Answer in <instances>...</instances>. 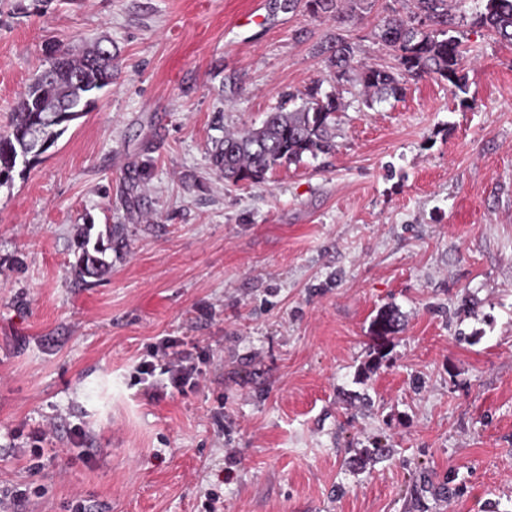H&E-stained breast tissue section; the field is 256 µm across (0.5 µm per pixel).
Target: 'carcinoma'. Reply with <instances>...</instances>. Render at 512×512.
<instances>
[{
    "label": "carcinoma",
    "instance_id": "1",
    "mask_svg": "<svg viewBox=\"0 0 512 512\" xmlns=\"http://www.w3.org/2000/svg\"><path fill=\"white\" fill-rule=\"evenodd\" d=\"M347 1L354 3L352 12L365 2L307 0L306 6L313 15L334 12L340 23L348 17L344 9ZM415 2L417 12L412 16L389 15L379 25L378 38L394 52L393 67L357 60L353 47L341 35L329 38L326 65L336 83L354 80L369 93L398 98L407 79L433 75L452 82L462 93L467 91L462 42L455 35L460 22L449 13L448 0ZM421 18L427 24L418 28ZM473 21L512 41V0H482ZM113 60L112 50L100 42L80 51L64 47L53 50L48 66L35 74L19 97L7 130L0 133V188L11 185L13 172L23 158L40 155L36 139L53 146L69 126L68 112L87 109L96 95L112 84ZM321 87L320 82L313 83L300 105L291 110L283 104L278 106L259 126L215 138L209 154L211 169L229 182L260 185L267 174L282 166L299 163L307 155L332 153L336 144L331 127L344 105ZM105 238L112 239V229L94 241L88 231L81 236L72 264L78 278L100 277L108 271ZM397 327L392 311L377 314L372 322L374 347L381 348Z\"/></svg>",
    "mask_w": 512,
    "mask_h": 512
}]
</instances>
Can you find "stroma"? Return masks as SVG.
I'll use <instances>...</instances> for the list:
<instances>
[{
    "mask_svg": "<svg viewBox=\"0 0 512 512\" xmlns=\"http://www.w3.org/2000/svg\"><path fill=\"white\" fill-rule=\"evenodd\" d=\"M22 4L0 6V132L48 43L105 37L118 58L0 188V488L26 489L19 512H512V42L465 26L467 94L426 76L369 107L321 46L338 32L394 66L375 32L414 0L341 24L306 0ZM317 80L346 104L335 152L260 186L214 174L219 129ZM88 215L123 234L81 281ZM172 353L198 388L169 387ZM398 327L397 316L392 311H381L372 322V338L374 340V349L383 346L384 341L394 334ZM381 342V343H380ZM376 347V348H375Z\"/></svg>",
    "mask_w": 512,
    "mask_h": 512,
    "instance_id": "35a3bbf8",
    "label": "stroma"
}]
</instances>
